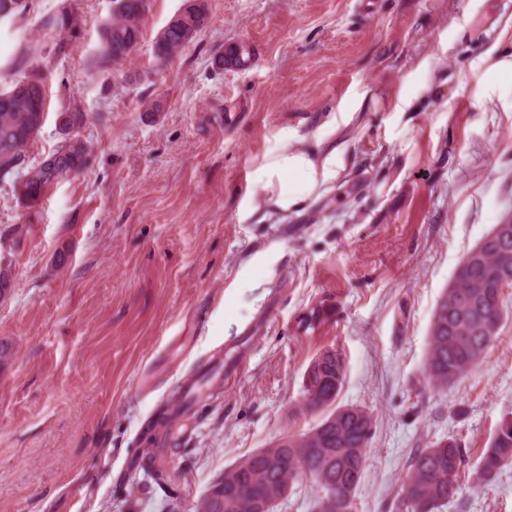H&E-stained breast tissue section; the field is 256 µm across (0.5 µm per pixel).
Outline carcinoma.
<instances>
[{"mask_svg":"<svg viewBox=\"0 0 512 512\" xmlns=\"http://www.w3.org/2000/svg\"><path fill=\"white\" fill-rule=\"evenodd\" d=\"M112 16L101 28L97 63L118 68L132 59L142 37L141 22L149 0H113ZM209 22L208 6L185 12L179 23L168 21L153 44L155 65L168 62L188 47ZM42 26L61 32L79 26L78 17L63 8L47 17ZM229 58L246 67L251 50L233 45L217 58ZM44 79L33 73L0 91V177L17 175L20 201L33 205L54 184L78 175L93 160V148L83 138L85 113L62 112L61 145L38 166L22 172L24 147L39 136L45 121ZM493 254L481 261L460 262L451 287L445 289L435 308L425 364L428 385L445 390L459 382L481 363L512 310L508 299L490 298L471 309L448 304L452 293L470 292L472 286L497 270ZM346 376L342 354L328 349L310 363L305 376L302 409L320 411L324 418L299 438H289L260 448L242 461L224 469L209 487L220 488L211 507L201 502L197 512H274L288 498L294 485L308 479L316 488L312 512H348L346 502L355 499L367 463V447L373 435L372 414L358 406H339L336 400ZM466 463L465 449L453 438H443L412 454L402 478L401 490L389 505L390 512H440L459 494L460 472ZM512 465V419L496 428L491 445L475 471L476 488L489 485L503 468Z\"/></svg>","mask_w":512,"mask_h":512,"instance_id":"carcinoma-1","label":"carcinoma"}]
</instances>
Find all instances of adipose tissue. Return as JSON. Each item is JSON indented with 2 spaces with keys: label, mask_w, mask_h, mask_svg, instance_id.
Masks as SVG:
<instances>
[{
  "label": "adipose tissue",
  "mask_w": 512,
  "mask_h": 512,
  "mask_svg": "<svg viewBox=\"0 0 512 512\" xmlns=\"http://www.w3.org/2000/svg\"><path fill=\"white\" fill-rule=\"evenodd\" d=\"M343 148L326 139L301 146L294 130L283 128L273 149L257 167V180L270 210L286 215L299 210L338 179L344 168Z\"/></svg>",
  "instance_id": "ef3b65f1"
}]
</instances>
